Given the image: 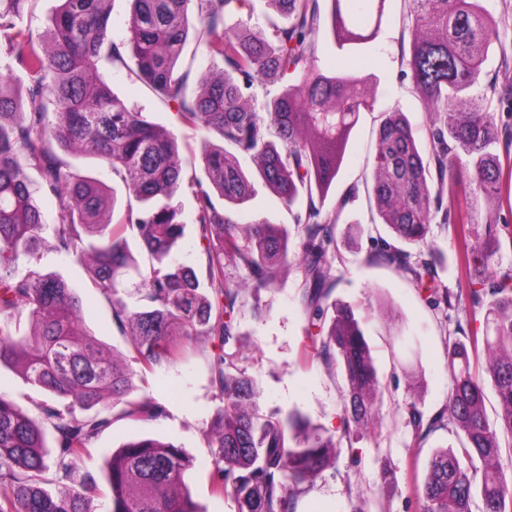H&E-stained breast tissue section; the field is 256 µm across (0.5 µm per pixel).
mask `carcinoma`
<instances>
[{"mask_svg": "<svg viewBox=\"0 0 512 512\" xmlns=\"http://www.w3.org/2000/svg\"><path fill=\"white\" fill-rule=\"evenodd\" d=\"M29 0H0V54L25 78H0V318L28 312L24 334L0 324V364L11 365L45 399L33 417L0 395V512H89L97 478L77 461L112 425L111 409L130 421L156 420V401L136 394L135 380L183 357L179 337L205 336L235 350L211 363L222 405L208 434L211 492L237 512H297L299 495L328 470L337 444L298 411L284 418L260 413V393L229 369L240 356L236 314L242 292L269 288L288 263L289 234L257 221L241 233L232 207L260 181L293 214L302 244L295 267L308 318V360L339 368L344 380V434L376 420L379 382L354 309L331 300L336 288V227L344 203L325 209L352 130L374 109L373 81L344 66H318L319 35L340 51L375 39L387 0H267L268 34L229 19L246 0H129L124 40H112L114 0H59L38 37L22 35L17 20ZM409 52L403 75L433 114L421 140L405 113H382L365 185L376 217L404 243L427 246L417 257L384 240L367 262L393 267L426 292L434 308L466 301L485 306L481 336L448 346L449 393L429 422L408 406L426 436L446 427L457 445L437 450L417 489L420 512H512V474L500 463L512 447V266L495 263L502 241L512 250V225L495 214L473 218L480 199H501L512 184L497 145L502 114L512 116V44L502 20L484 0H404ZM195 4L198 43L216 64L198 86L178 62L189 38L188 5ZM501 67L483 72L493 44ZM135 75L175 111L178 123L204 133L207 183L183 180L180 145L111 88L102 64ZM485 83L482 96L470 90ZM68 156L104 164L123 183L126 205L112 222L116 191L71 170ZM249 160L255 174L245 173ZM473 195L455 211L444 199L464 185ZM185 187L196 200V233L207 256L206 283L170 260L185 224L174 199ZM58 200L55 250L86 264L89 279L129 337L127 354L114 351L79 323V297L60 277L39 268V194ZM223 200L216 205L213 194ZM446 224L462 247L467 285L453 294L435 284L430 226ZM138 242L141 266L129 247ZM26 272H17L19 262ZM136 274L141 305L125 300ZM500 403L488 419L485 383ZM112 399V408L104 406ZM57 448L46 452L45 430ZM194 459L170 442L139 438L107 461L108 512H201L193 500Z\"/></svg>", "mask_w": 512, "mask_h": 512, "instance_id": "1", "label": "carcinoma"}]
</instances>
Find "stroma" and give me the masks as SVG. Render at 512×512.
I'll return each instance as SVG.
<instances>
[{
    "label": "stroma",
    "instance_id": "obj_1",
    "mask_svg": "<svg viewBox=\"0 0 512 512\" xmlns=\"http://www.w3.org/2000/svg\"><path fill=\"white\" fill-rule=\"evenodd\" d=\"M408 48L404 0H388L377 38L348 58L356 72L376 77L378 96L373 111L363 113L353 130L343 165L326 200L330 208L340 201L345 204L336 231L333 297L354 308L370 346L382 388L376 426L345 431L341 372L305 361L307 322L298 300L299 276L293 265L282 267L271 290L244 294V306L236 317L245 353L236 369L260 390L262 415L282 418L296 410L340 440L333 468L301 495L298 512H420L416 488L425 478L430 457L435 450L456 441L444 428L417 437L406 406L416 404L429 418L446 405L448 345L456 338V320L461 314L453 309H432L399 272L366 264L375 238L386 235L387 229L371 223L365 192L352 197L347 194L369 168L380 113L399 109L415 129L426 125L428 116L410 79L402 75L401 58ZM111 79L114 91L129 105L148 113L152 121L172 127L179 140L191 145L193 172L201 174L200 132L176 124L170 109L126 72L112 73ZM177 202L188 223L173 251L174 259L204 273L206 255L191 222L196 207L194 195L183 191ZM40 206L42 271L59 275L82 297V324L89 332L115 353H125L127 338L114 324L107 301L91 288L84 263L52 248L57 199L41 196ZM236 212L246 225L262 219L288 227L293 224L287 208L261 185L254 196L237 206ZM431 232L442 252L436 266L437 279L442 287L457 290L467 281L459 247L449 239L444 225H432ZM256 304L262 308L258 317L252 313ZM184 344L191 351L189 358L147 374L138 384L139 394L163 406V417L142 422L114 419L78 460L80 470L104 478L112 451L139 437L170 441L197 460H209L207 434L220 404L212 383L211 363L220 347L215 341L193 336L185 338Z\"/></svg>",
    "mask_w": 512,
    "mask_h": 512
}]
</instances>
